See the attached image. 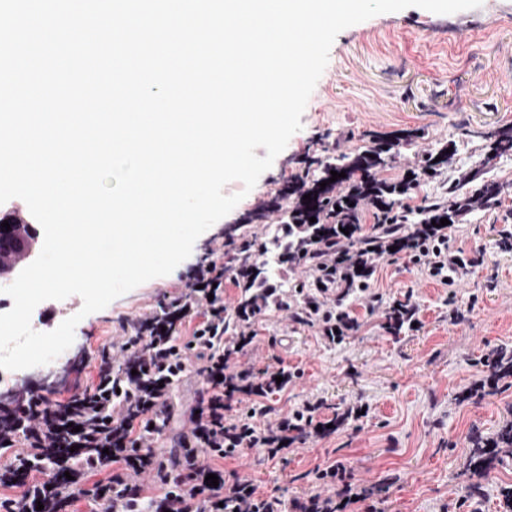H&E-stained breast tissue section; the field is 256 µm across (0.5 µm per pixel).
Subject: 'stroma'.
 I'll list each match as a JSON object with an SVG mask.
<instances>
[{
    "mask_svg": "<svg viewBox=\"0 0 512 512\" xmlns=\"http://www.w3.org/2000/svg\"><path fill=\"white\" fill-rule=\"evenodd\" d=\"M301 122L251 191L238 181L225 186V194H241V201L196 240L172 273L83 317L67 354L52 363L0 369V406L28 392L62 401L74 383L91 384L100 351L118 340L123 323L152 315L164 295L182 291L214 242L238 244L244 235L262 233L255 212L296 171L308 147L346 152L369 131L418 129L415 152L398 157L385 177L407 176L417 170L419 155L443 145L454 144L456 152L443 175L420 177L411 206L439 196L476 166L505 185L498 206H475L449 231V245L480 254L481 264L449 288L426 277L406 253L386 256L369 279L377 308L348 299L353 326L339 343L327 342L318 326L295 324L285 309H268L248 324L254 339L235 366L258 377L270 367L300 377L263 397L227 398L229 418L258 408L254 422L264 430L314 400L323 403V421L353 401L368 405L369 412L325 438L300 437L296 452L273 460L247 450L225 461L224 473L248 477L260 494L279 498L285 512L315 491L313 468L334 461L368 485L376 512H499L500 492L512 485V456L500 454L494 468L477 478L467 467L468 448L471 437H497L512 423V386L473 397L467 391L491 375L497 354L512 350V249L502 244L503 231L512 232V156L488 157L478 137L512 124V0H483L480 7L449 15L409 7L343 30ZM405 299L417 307L419 325L391 335L387 312ZM452 306L458 309L453 323ZM202 384L194 371L177 384L174 421L158 448L177 446L187 430L184 413Z\"/></svg>",
    "mask_w": 512,
    "mask_h": 512,
    "instance_id": "1",
    "label": "stroma"
}]
</instances>
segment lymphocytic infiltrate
I'll use <instances>...</instances> for the list:
<instances>
[{
    "label": "lymphocytic infiltrate",
    "instance_id": "lymphocytic-infiltrate-1",
    "mask_svg": "<svg viewBox=\"0 0 512 512\" xmlns=\"http://www.w3.org/2000/svg\"><path fill=\"white\" fill-rule=\"evenodd\" d=\"M408 254L414 265L448 286L463 282L479 263L478 257H463L449 245L444 226L419 238ZM223 281L224 245L218 242L185 292L165 296L148 319L124 322L116 349H104L98 356L95 383L75 385L63 401L26 398L11 413L0 415L1 448L21 449L28 458L54 436L59 447H77L80 464L76 478L66 482L54 477L37 480L27 471L17 473L19 493L1 501L0 512H52L56 506L66 512L84 496L118 512H282L280 500L259 495L250 479L236 474L214 487L205 478L216 473V461L237 458L245 450L256 448L273 459L289 452L302 431L324 437L329 427L357 418L362 407L347 406L324 423L317 419L318 404L307 402L264 432L249 422L228 421L224 383L240 375L230 360L251 344L253 336L243 332L234 344H225ZM190 316L199 322L188 341L177 342L175 335ZM116 350L132 367L131 374L120 379L112 358ZM194 356L203 362L205 386L198 394L195 413L188 416L180 453L160 468L156 424L171 418L173 390ZM142 370L147 371L152 388L142 387L138 376ZM129 400L142 406L133 420L123 411ZM114 463L121 466L119 474L105 482H91V475ZM146 475L159 479L164 487L161 495L145 498L142 478ZM314 476L318 492L294 502L295 512H347L353 501L366 499L364 489L342 463L316 467ZM87 481L92 484L88 490L83 487Z\"/></svg>",
    "mask_w": 512,
    "mask_h": 512
}]
</instances>
